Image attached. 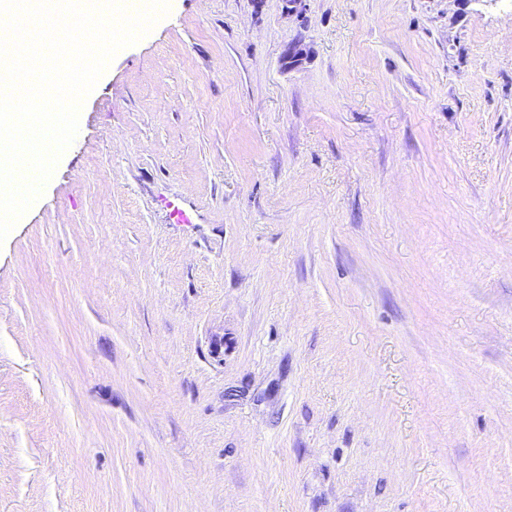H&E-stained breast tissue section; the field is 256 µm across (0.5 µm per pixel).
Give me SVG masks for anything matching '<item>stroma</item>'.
<instances>
[{"mask_svg": "<svg viewBox=\"0 0 512 512\" xmlns=\"http://www.w3.org/2000/svg\"><path fill=\"white\" fill-rule=\"evenodd\" d=\"M0 512H512V0L119 51L0 242Z\"/></svg>", "mask_w": 512, "mask_h": 512, "instance_id": "obj_1", "label": "stroma"}]
</instances>
